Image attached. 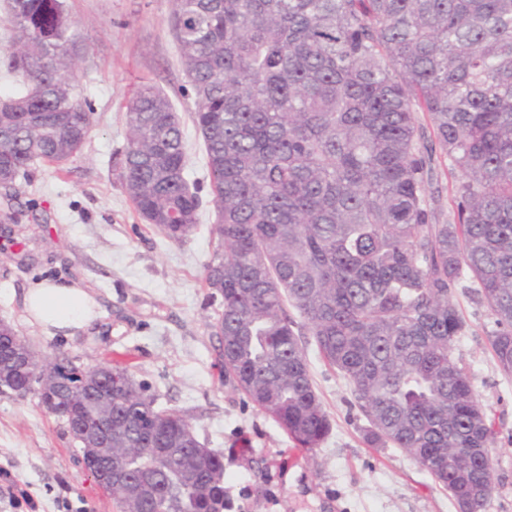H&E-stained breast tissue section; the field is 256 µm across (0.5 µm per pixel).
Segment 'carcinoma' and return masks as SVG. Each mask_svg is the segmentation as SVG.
I'll use <instances>...</instances> for the list:
<instances>
[{
	"label": "carcinoma",
	"mask_w": 512,
	"mask_h": 512,
	"mask_svg": "<svg viewBox=\"0 0 512 512\" xmlns=\"http://www.w3.org/2000/svg\"><path fill=\"white\" fill-rule=\"evenodd\" d=\"M217 213L204 283L224 378L288 437L316 448L331 423L304 333L350 384L366 439L393 445L482 512L495 490V431L454 355L461 283L494 316L491 347L512 374V0H170ZM19 87L0 96V187L36 162L80 153L68 0H6ZM432 129L426 136L420 114ZM117 179L173 242L201 206L177 113L158 87L125 106ZM459 172L445 211L435 163ZM57 392L77 438L81 405L112 398L120 512H224L223 454L160 410L127 368ZM194 490L185 489L188 473Z\"/></svg>",
	"instance_id": "cac0c4a2"
}]
</instances>
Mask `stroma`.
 <instances>
[{
  "instance_id": "stroma-1",
  "label": "stroma",
  "mask_w": 512,
  "mask_h": 512,
  "mask_svg": "<svg viewBox=\"0 0 512 512\" xmlns=\"http://www.w3.org/2000/svg\"><path fill=\"white\" fill-rule=\"evenodd\" d=\"M84 51L77 93L92 128L64 172L36 164L12 198L0 193V320L38 360L82 354L115 362L154 397L185 415L224 455L225 512H457L447 490L397 448L365 439L366 419L349 407L348 381L305 336L311 374L332 430L297 449L269 417L224 379L210 323L203 267L216 248L215 209L193 95L170 32L169 0H69ZM160 87L185 133L187 178L202 200L194 230L170 242L133 209L116 179L127 145L125 103L140 84ZM38 281L75 282L101 316L84 332L49 335L23 317V294ZM466 322L454 354L494 425L496 487L483 512H512V375L491 348L493 317L474 293L455 288ZM0 512H116L112 495L87 477L77 446L37 396L0 395Z\"/></svg>"
}]
</instances>
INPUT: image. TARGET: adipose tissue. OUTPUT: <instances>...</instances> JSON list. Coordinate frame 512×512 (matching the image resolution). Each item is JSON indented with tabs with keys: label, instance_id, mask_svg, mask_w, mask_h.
Instances as JSON below:
<instances>
[{
	"label": "adipose tissue",
	"instance_id": "adipose-tissue-1",
	"mask_svg": "<svg viewBox=\"0 0 512 512\" xmlns=\"http://www.w3.org/2000/svg\"><path fill=\"white\" fill-rule=\"evenodd\" d=\"M23 310L27 321L48 334L72 336L99 317L94 296L76 283L38 282L26 289Z\"/></svg>",
	"mask_w": 512,
	"mask_h": 512
}]
</instances>
